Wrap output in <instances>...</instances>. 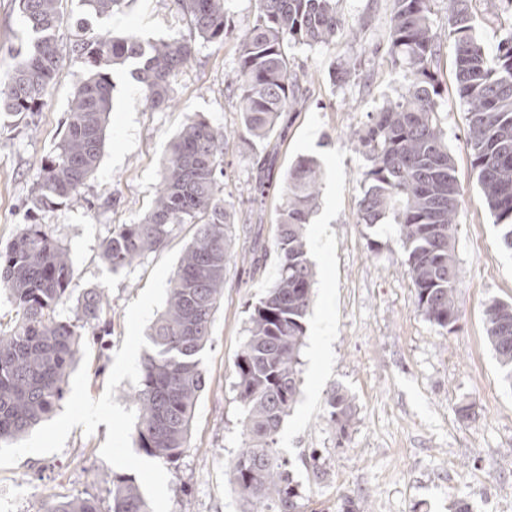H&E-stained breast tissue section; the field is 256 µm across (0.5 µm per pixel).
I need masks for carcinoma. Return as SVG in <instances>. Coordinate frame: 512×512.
I'll return each mask as SVG.
<instances>
[{"label": "carcinoma", "mask_w": 512, "mask_h": 512, "mask_svg": "<svg viewBox=\"0 0 512 512\" xmlns=\"http://www.w3.org/2000/svg\"><path fill=\"white\" fill-rule=\"evenodd\" d=\"M98 17L123 0H82ZM194 33L222 45L229 33L225 0H174ZM337 0H258L254 24L237 41L235 84L243 130L265 139L282 113L302 99L288 46H330L343 26ZM432 0H394L388 54L413 81L398 100L372 114L355 133L368 162V187L358 202L360 224L397 226L407 254L416 305L449 332L459 321L454 224L460 190L452 155L437 125L440 91L433 70L441 43L431 23ZM62 0H18L27 34L14 67L0 79V114L24 121L40 111L59 69ZM455 51L458 92L468 106L466 143L484 203L512 250V26L494 56L475 33L472 0H448V32ZM69 53L85 76L76 86L64 131L46 158L34 206L77 202L96 172L112 112L111 71L134 63L142 98L151 107L171 103L172 76L193 55L187 39L146 41L135 29L120 36L76 22ZM224 129L188 117L170 142L151 209L135 224H117L100 247L117 271L166 247L182 226L196 227L174 270L165 310L150 327L139 384L131 396L139 416L136 444L146 455L172 463L186 450L193 410L206 378L200 354L210 340L224 296L227 227L232 206L224 198ZM320 165L310 157L288 168L277 208L274 248L278 277L249 315L248 335L234 362L235 390L243 409V446L230 463L231 484L252 512H297L293 474L277 436L300 394L297 365L304 319L313 301V271L304 229L318 204ZM73 269L66 250L33 220L0 251V289L16 310L0 327V443L22 439L65 397L71 369L82 352L86 324L103 314V296L91 291L78 303V322L58 319L70 296ZM486 339L504 380L512 385V302L491 300ZM329 420L345 434L352 420L348 395L328 394ZM48 512H101L88 498L57 502ZM108 512H151L133 482L112 479Z\"/></svg>", "instance_id": "obj_1"}]
</instances>
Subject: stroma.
<instances>
[{"label":"stroma","instance_id":"obj_1","mask_svg":"<svg viewBox=\"0 0 512 512\" xmlns=\"http://www.w3.org/2000/svg\"><path fill=\"white\" fill-rule=\"evenodd\" d=\"M224 6L233 34L216 45L194 35L173 0H124L102 17L88 14L82 0L62 2L61 39L84 18L101 32L133 28L150 41L184 38L195 47L174 78L172 102L164 109L145 104L130 67L114 69L113 110L98 169L83 189L84 202H63L38 215L73 265L71 295L57 310L59 320L76 321L78 303L88 291H101L108 303L110 331L89 346L90 395L103 394L124 342L126 308L162 258L161 252H150L115 272L100 259V246L114 225L137 222L150 208L170 140L187 117L197 115L228 135L224 186L226 199L234 203V222L224 298L201 353L206 387L187 449L164 466L171 512H245L226 474L242 446L234 360L253 305L277 277V188L302 157L316 159L322 172L319 204L305 231L314 300L299 356L301 395L279 434L298 482L300 512H343L349 501L365 504L367 512H457L463 504L469 512H512V387L504 383L485 338L487 303L512 302V250L500 241L471 166L467 106L457 92L451 41L443 36L437 66L442 84L437 123L461 189L455 233L460 318L448 332L417 308L395 225L357 221L368 162L352 133L410 82L409 72L393 66L384 52L393 0H339L344 31L335 45L289 49L304 103L264 141L242 133L231 83L235 36L254 23L257 0H225ZM24 39L15 0H0V75L13 68ZM83 75V65L64 56L33 126L0 116L1 251L23 226L42 163L63 133L61 119ZM271 152L277 188L258 202L257 163ZM319 319L326 322L327 334L315 367L310 350ZM334 388L347 393L353 405L343 434L327 421L326 398ZM106 438V424L90 436L77 426L61 452L26 455L0 468V512H49L56 502L74 497H93L108 507L113 477L132 481L136 475L101 457ZM314 449L320 452L315 465L309 460Z\"/></svg>","mask_w":512,"mask_h":512}]
</instances>
